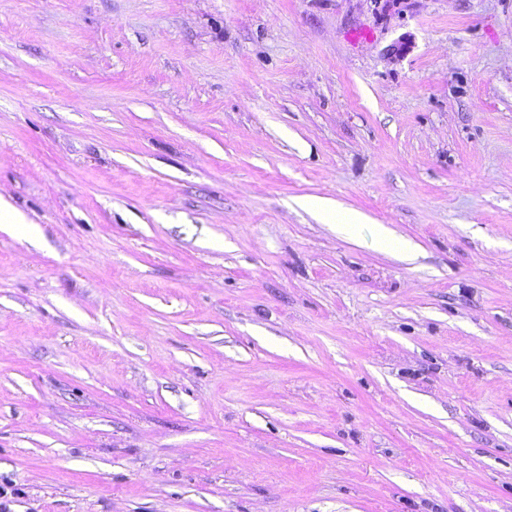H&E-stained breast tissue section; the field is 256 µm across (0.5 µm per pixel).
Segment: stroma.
<instances>
[{
    "mask_svg": "<svg viewBox=\"0 0 512 512\" xmlns=\"http://www.w3.org/2000/svg\"><path fill=\"white\" fill-rule=\"evenodd\" d=\"M0 198V512H512V0H0Z\"/></svg>",
    "mask_w": 512,
    "mask_h": 512,
    "instance_id": "1",
    "label": "stroma"
}]
</instances>
